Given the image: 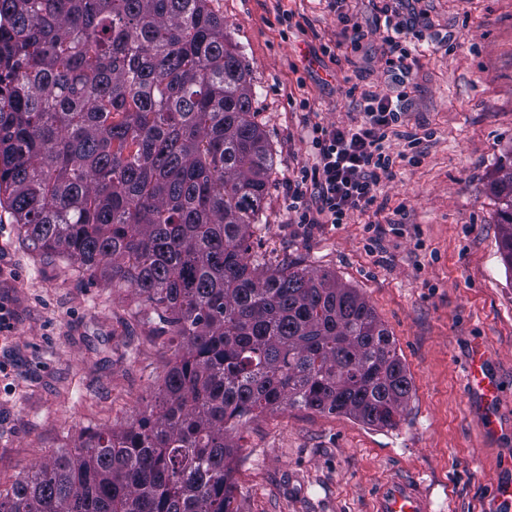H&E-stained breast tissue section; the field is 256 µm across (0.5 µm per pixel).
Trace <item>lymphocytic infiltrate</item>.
<instances>
[{"mask_svg": "<svg viewBox=\"0 0 512 512\" xmlns=\"http://www.w3.org/2000/svg\"><path fill=\"white\" fill-rule=\"evenodd\" d=\"M365 119L355 126L314 125L315 161L288 181L289 206L299 223L342 224L369 210L382 180L393 175L394 161L385 150L390 130L401 118L392 97L361 92ZM314 194L315 207L305 203Z\"/></svg>", "mask_w": 512, "mask_h": 512, "instance_id": "f902f5d3", "label": "lymphocytic infiltrate"}]
</instances>
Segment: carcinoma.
<instances>
[{"mask_svg":"<svg viewBox=\"0 0 512 512\" xmlns=\"http://www.w3.org/2000/svg\"><path fill=\"white\" fill-rule=\"evenodd\" d=\"M209 2L0 0V208L177 344L150 409L0 490V512H234L255 415L405 420L412 380L357 289L249 259L274 153ZM494 191L512 271V177Z\"/></svg>","mask_w":512,"mask_h":512,"instance_id":"1","label":"carcinoma"}]
</instances>
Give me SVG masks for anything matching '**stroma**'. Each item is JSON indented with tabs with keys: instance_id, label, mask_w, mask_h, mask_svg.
I'll return each mask as SVG.
<instances>
[{
	"instance_id": "obj_1",
	"label": "stroma",
	"mask_w": 512,
	"mask_h": 512,
	"mask_svg": "<svg viewBox=\"0 0 512 512\" xmlns=\"http://www.w3.org/2000/svg\"><path fill=\"white\" fill-rule=\"evenodd\" d=\"M412 19L410 75L385 63L378 0H212L249 70L254 119L276 157L257 264L302 263L366 298L412 377L392 430L291 407L240 428L235 512H376L416 483L431 512H512V272L494 187L512 148V0H387ZM401 97L395 156L373 208L301 224L286 183L313 162L312 127L363 119L351 85ZM418 161L405 159L408 135ZM130 289L31 246L0 209V487L85 431L137 419L173 358ZM501 385L494 408L466 376L474 351Z\"/></svg>"
}]
</instances>
